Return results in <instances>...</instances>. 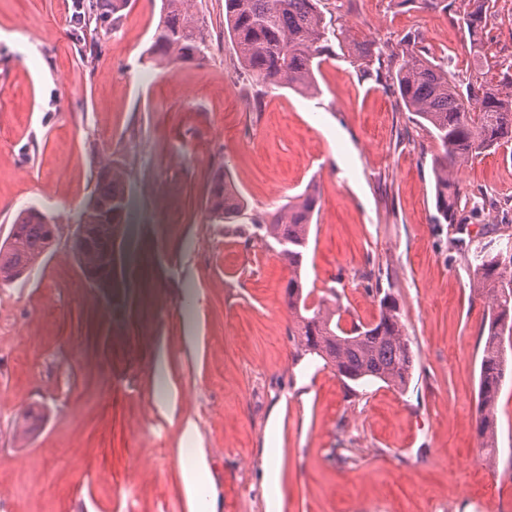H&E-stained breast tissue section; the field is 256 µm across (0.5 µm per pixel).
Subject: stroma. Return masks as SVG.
Here are the masks:
<instances>
[{
    "mask_svg": "<svg viewBox=\"0 0 512 512\" xmlns=\"http://www.w3.org/2000/svg\"><path fill=\"white\" fill-rule=\"evenodd\" d=\"M323 0L388 69L348 47L319 92L256 96L224 39V0H196L208 58L166 69L145 54L161 0H129L93 59L66 0H0V242L34 205L59 225L53 253L0 285V512H189L182 470L204 462L217 512H512V376L497 403L495 459L477 433L483 301L455 242L512 233V145L456 176L463 209L436 221L439 151L393 91L399 41L419 36L455 79L483 54L512 63V0H489L481 46L467 0ZM130 169L117 272L104 300L70 239L100 155ZM226 165L250 212L309 182L321 191L306 288L339 294L342 323L390 293L415 356L406 389L347 390L288 335L277 244L212 223L204 190ZM41 411L29 439L14 417Z\"/></svg>",
    "mask_w": 512,
    "mask_h": 512,
    "instance_id": "stroma-1",
    "label": "stroma"
}]
</instances>
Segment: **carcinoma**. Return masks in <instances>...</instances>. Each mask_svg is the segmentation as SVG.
<instances>
[{
  "mask_svg": "<svg viewBox=\"0 0 512 512\" xmlns=\"http://www.w3.org/2000/svg\"><path fill=\"white\" fill-rule=\"evenodd\" d=\"M194 0H162L158 22L147 50L153 65L200 62L211 50V35L203 15L194 10ZM467 29L472 41L486 30L488 0H471ZM322 0H224V37L235 52L240 70L258 87L288 88L299 93L316 89L315 73L333 53L332 41L343 45L346 30L326 21ZM127 0H88L74 23V35L84 47L95 45L98 29H117ZM395 91L405 108L419 118L439 145L432 160L435 205L442 221H454L459 189L456 172L470 159L512 142V78L497 82L477 80L461 84L452 79L448 61L427 54L417 38L404 40L401 63L395 74ZM126 164L110 156L99 158L94 188L79 221L96 225L95 237L74 254L81 271H101L110 244L109 231L124 223ZM320 191L309 185L280 210L267 216H248V205L232 177L219 165L208 183L205 207L216 224H235L247 239L285 243L279 255L289 271L285 290L294 325L289 328L297 350L320 358L342 381L364 384L380 381L406 388L414 369V355L396 302L386 294L379 298L375 321L342 324L339 296L330 289L334 306L326 298L307 303L302 268L309 246L311 225L319 210ZM54 218L36 206L14 217L8 240L10 253L0 256V283L17 280L14 271L31 268L52 253L49 225ZM472 255L471 288L486 307L482 324L485 341L480 362L478 434L489 456L498 450L496 407L508 369L503 336L512 335V237L500 235L486 243L458 241ZM41 415L33 410L15 418V428L27 436Z\"/></svg>",
  "mask_w": 512,
  "mask_h": 512,
  "instance_id": "obj_1",
  "label": "carcinoma"
}]
</instances>
